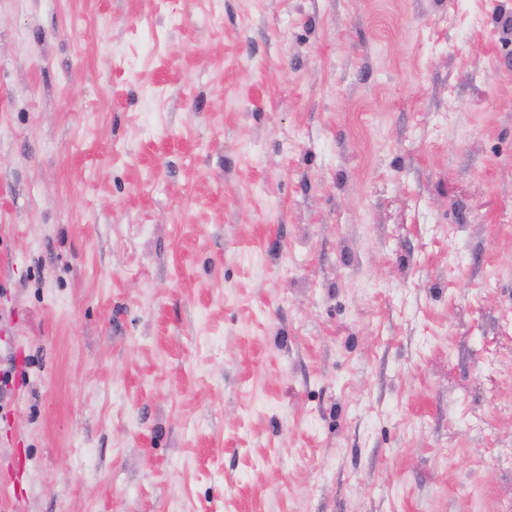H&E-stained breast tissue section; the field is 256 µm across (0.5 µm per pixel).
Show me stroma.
<instances>
[{"label":"stroma","mask_w":512,"mask_h":512,"mask_svg":"<svg viewBox=\"0 0 512 512\" xmlns=\"http://www.w3.org/2000/svg\"><path fill=\"white\" fill-rule=\"evenodd\" d=\"M512 0H0V512H512Z\"/></svg>","instance_id":"stroma-1"}]
</instances>
